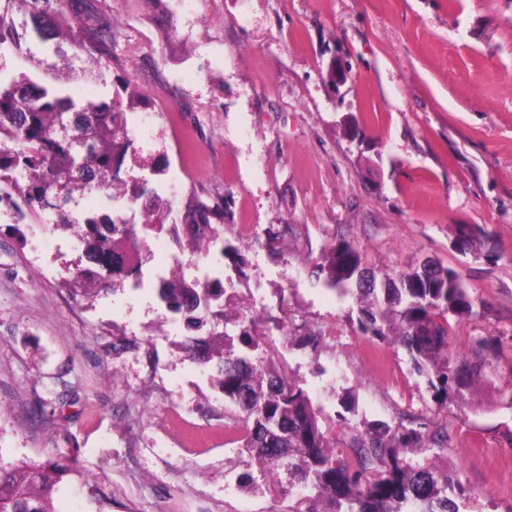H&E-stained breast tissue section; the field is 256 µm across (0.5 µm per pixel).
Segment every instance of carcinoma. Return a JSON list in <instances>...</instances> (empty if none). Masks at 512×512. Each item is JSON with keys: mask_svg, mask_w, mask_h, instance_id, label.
<instances>
[{"mask_svg": "<svg viewBox=\"0 0 512 512\" xmlns=\"http://www.w3.org/2000/svg\"><path fill=\"white\" fill-rule=\"evenodd\" d=\"M80 2L0 0V55L9 53L14 63L12 73L0 74V172L12 180L0 204L27 211L35 222L50 207L58 215L56 228L77 229L85 262L64 285L73 297L90 299L138 276L141 261L131 255L139 251L135 230L120 231L96 217L78 226L67 222L76 194L118 180L113 170L132 145L128 113L135 109L120 98L78 103L57 85L51 56L63 58L70 82L98 77L112 62L114 24L98 10L75 7ZM229 210L224 196L187 202L180 224L188 227L190 257L207 259L217 250L243 264L234 247L219 244L216 226ZM481 235L478 227H457L458 249H472ZM320 268L325 285L340 295L356 287L364 331L404 349L436 398L445 402L448 392L468 385L448 340V315L473 312L455 269L441 264L431 275L419 269L388 274V287L365 288L361 252L346 240L330 249ZM157 296L191 323L211 316L237 327L234 336L189 338L183 349L209 367L212 382L238 409L225 429L240 443L246 466L258 473H241L239 482L253 485L259 478L278 488L288 498V512H459L450 497L455 483L425 455L429 439L422 433L355 429L347 447L336 448L309 394L286 378L257 332L262 313L229 317L222 304L211 310L224 289L209 283L197 290L181 279L164 281ZM492 351L490 340L477 341L471 370H480ZM74 472L61 458L0 461V512H59L55 501Z\"/></svg>", "mask_w": 512, "mask_h": 512, "instance_id": "1", "label": "carcinoma"}]
</instances>
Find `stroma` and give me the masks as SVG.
Returning a JSON list of instances; mask_svg holds the SVG:
<instances>
[{
  "instance_id": "35a3bbf8",
  "label": "stroma",
  "mask_w": 512,
  "mask_h": 512,
  "mask_svg": "<svg viewBox=\"0 0 512 512\" xmlns=\"http://www.w3.org/2000/svg\"><path fill=\"white\" fill-rule=\"evenodd\" d=\"M91 2L116 23L115 56L72 97L108 103L128 83L187 127L191 158L168 118L119 176L181 175L182 203L227 195L219 233L246 266L214 280L263 303L260 331L337 447L381 424L438 437L439 465L472 493L463 512H512V0ZM460 225L484 245L460 252ZM12 226L0 215V459L73 460L60 512H286L239 486L234 408L181 349L216 321L160 326L154 289L128 282L74 300L72 236L23 243ZM342 240L378 273L432 259L462 275L474 309L449 316L451 347L464 361L478 340L496 348L463 395L437 401L405 350L362 330L354 297L317 282ZM306 334L317 348L296 344Z\"/></svg>"
}]
</instances>
